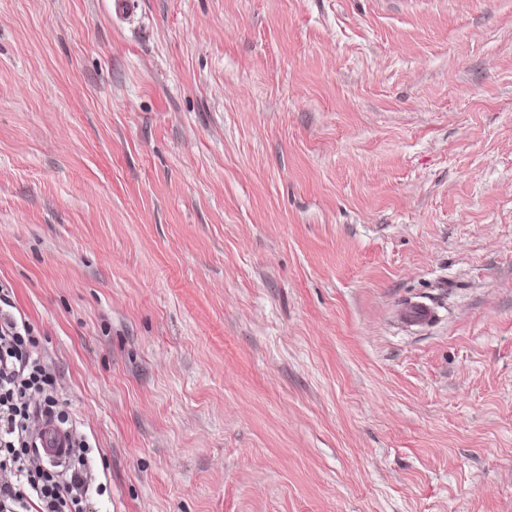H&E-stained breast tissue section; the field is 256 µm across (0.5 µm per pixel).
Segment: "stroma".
<instances>
[{
    "mask_svg": "<svg viewBox=\"0 0 512 512\" xmlns=\"http://www.w3.org/2000/svg\"><path fill=\"white\" fill-rule=\"evenodd\" d=\"M0 284L89 512H512V0H0Z\"/></svg>",
    "mask_w": 512,
    "mask_h": 512,
    "instance_id": "1",
    "label": "stroma"
}]
</instances>
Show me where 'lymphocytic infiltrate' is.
<instances>
[{
  "label": "lymphocytic infiltrate",
  "instance_id": "obj_1",
  "mask_svg": "<svg viewBox=\"0 0 512 512\" xmlns=\"http://www.w3.org/2000/svg\"><path fill=\"white\" fill-rule=\"evenodd\" d=\"M0 287V512H87V440L76 437L72 417L54 394V378L39 356L40 339L28 320L15 316ZM61 430L79 449L69 477L41 460L32 417Z\"/></svg>",
  "mask_w": 512,
  "mask_h": 512
}]
</instances>
